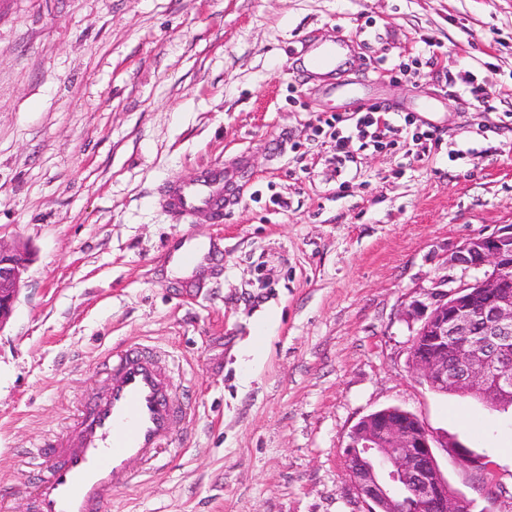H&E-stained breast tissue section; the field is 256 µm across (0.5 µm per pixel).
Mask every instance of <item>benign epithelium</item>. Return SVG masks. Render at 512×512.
I'll return each mask as SVG.
<instances>
[{
    "mask_svg": "<svg viewBox=\"0 0 512 512\" xmlns=\"http://www.w3.org/2000/svg\"><path fill=\"white\" fill-rule=\"evenodd\" d=\"M449 263L483 275L406 310L408 320L420 322L411 340L412 369L434 392L505 406L512 402V373L492 371L512 346V225L466 239ZM28 266L26 249L0 245V329L14 311ZM438 448L484 469L481 457L438 438L409 410L390 406L363 416L348 434L344 454L367 512H472L473 502L448 493Z\"/></svg>",
    "mask_w": 512,
    "mask_h": 512,
    "instance_id": "obj_1",
    "label": "benign epithelium"
}]
</instances>
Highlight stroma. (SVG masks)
I'll use <instances>...</instances> for the list:
<instances>
[{
  "label": "stroma",
  "mask_w": 512,
  "mask_h": 512,
  "mask_svg": "<svg viewBox=\"0 0 512 512\" xmlns=\"http://www.w3.org/2000/svg\"><path fill=\"white\" fill-rule=\"evenodd\" d=\"M339 36L342 78L376 76L371 97L414 118L342 168L326 121L353 111L300 68ZM381 55L409 76L376 73ZM510 86L512 0H0V244L31 253L0 329V512H28L25 450L101 390L103 352L138 343L170 356L195 416L109 512H367L343 449L387 406L482 456L492 496L438 460L476 512H512V408L431 391L404 316L477 278L449 263L467 238L512 225ZM238 157L222 220L161 207ZM181 235L218 249L179 269Z\"/></svg>",
  "instance_id": "stroma-1"
}]
</instances>
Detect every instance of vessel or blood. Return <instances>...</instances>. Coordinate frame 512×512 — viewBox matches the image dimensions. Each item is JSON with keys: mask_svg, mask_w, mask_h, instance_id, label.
Masks as SVG:
<instances>
[{"mask_svg": "<svg viewBox=\"0 0 512 512\" xmlns=\"http://www.w3.org/2000/svg\"><path fill=\"white\" fill-rule=\"evenodd\" d=\"M348 50L343 39L316 47L304 56V68L310 74L337 71ZM241 170L238 163L214 167L196 180L173 183L164 206L178 219L202 211L222 218ZM205 256L203 246L186 235L171 250L174 263L187 269ZM101 365L108 372L104 394L82 406L65 436L45 438L29 451L39 469L35 512H106L113 492L131 482V463L153 459L175 424L190 423L195 414L177 400L173 372L153 348L130 345Z\"/></svg>", "mask_w": 512, "mask_h": 512, "instance_id": "b4317fda", "label": "vessel or blood"}]
</instances>
